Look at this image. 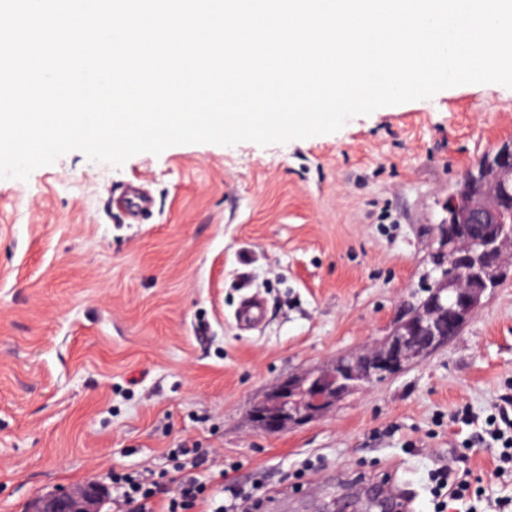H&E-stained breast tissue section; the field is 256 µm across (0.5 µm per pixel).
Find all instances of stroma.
Masks as SVG:
<instances>
[{"instance_id":"obj_1","label":"stroma","mask_w":512,"mask_h":512,"mask_svg":"<svg viewBox=\"0 0 512 512\" xmlns=\"http://www.w3.org/2000/svg\"><path fill=\"white\" fill-rule=\"evenodd\" d=\"M512 139V88L465 84L267 147L180 144L123 166L74 150L27 180L0 179V512L111 471L160 472L196 442L213 492L230 462L265 475L275 512H367L350 476L397 469L418 512L430 473L458 460L499 512L512 477L498 446L463 450L512 395V276L425 360L277 433L254 402L281 380L379 339L428 268L449 194ZM131 183L142 223L111 208ZM265 303L243 329L244 296ZM468 409L470 424L455 415ZM304 471L311 491L289 478Z\"/></svg>"}]
</instances>
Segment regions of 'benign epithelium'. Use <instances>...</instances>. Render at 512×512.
I'll return each instance as SVG.
<instances>
[{
	"label": "benign epithelium",
	"instance_id": "7a95c632",
	"mask_svg": "<svg viewBox=\"0 0 512 512\" xmlns=\"http://www.w3.org/2000/svg\"><path fill=\"white\" fill-rule=\"evenodd\" d=\"M448 223L452 237L439 245L444 260L468 266V279L437 275L427 282L428 297L412 308H401L388 332L375 344L336 359L330 368L310 371L281 381L252 405L250 416L267 432H278L334 405L347 393L384 380L382 365L395 368L420 362L448 338L441 335V317L448 290L455 293L457 309L448 320L462 326L480 307L484 288L480 271L501 270L512 255V141L488 153L470 170L448 197ZM102 487L85 482L64 487L35 501L34 512H101Z\"/></svg>",
	"mask_w": 512,
	"mask_h": 512
}]
</instances>
